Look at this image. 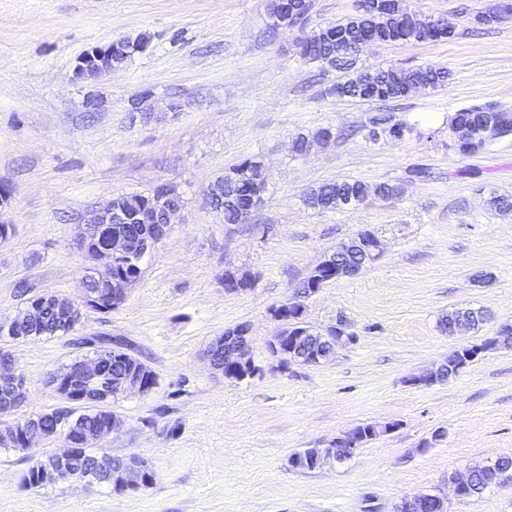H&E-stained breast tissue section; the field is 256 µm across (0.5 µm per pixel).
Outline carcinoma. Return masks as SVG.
<instances>
[{
	"mask_svg": "<svg viewBox=\"0 0 512 512\" xmlns=\"http://www.w3.org/2000/svg\"><path fill=\"white\" fill-rule=\"evenodd\" d=\"M297 11L296 24L304 27L312 9L311 0H269L267 15L270 19H281L288 15V6ZM455 31V26L446 18H423L419 15L406 26L403 33L397 35L392 30V19L382 15L358 16L350 15L345 19L329 24L322 28L319 35L306 38L298 43L299 54L310 63H317L323 68H334L344 72V80L336 83L329 92L340 97L359 102H396L406 98V95L384 85L385 75L395 74L401 85L418 83L425 88H438L448 82V71L442 67L428 65L416 68L401 69L394 72L389 69L373 66L358 65L362 44L366 37L375 34L380 39L391 44L437 42L448 38V32ZM149 38L139 35L126 38L112 46V56L118 63L125 62L135 53L145 51ZM499 111V105L487 102L472 105L458 110L448 119V123H476L488 112ZM371 129L369 138L377 140L381 136L403 137L413 131L412 125L396 120L387 112H379L370 118ZM342 135V132L331 128H321L312 135L300 133L294 141L295 153L302 155L312 143L321 139H331ZM267 182L256 159L246 158L224 173V201L211 208L223 215L226 224H241L249 216V208L253 197L265 195ZM399 188L387 182H381L369 187L359 180L345 179L342 181L324 183L311 190L307 195V204L319 211L336 210L356 207L363 204L370 196L375 195L389 199L395 197ZM139 225L114 224L112 231L123 235L129 241L127 253L112 262V272L134 274L141 270L138 262V250L135 246ZM71 300L45 294L41 297L37 311L30 315L20 327L16 339L23 341L48 340L65 336L73 331L75 320L63 318V310L70 308ZM458 317H468L476 325L484 321V314L479 309H454L448 312L442 325L447 327ZM114 339L110 336H94L81 338L78 344L92 348L93 355L100 356L103 363L104 380L86 383L87 391L98 394L99 387H104L109 400L103 404H88L75 402L71 405L68 415L60 420L53 419L49 414L37 415V426L44 435L52 438L70 439L78 434L89 437L100 431L112 417V400L120 396L122 382L128 376H136L144 367L136 356L129 353L113 354L109 351L98 353V344H111ZM22 399L0 391V448L19 450L21 446L6 442L11 432L23 424L21 420L7 421L5 417L12 414L20 405ZM319 449L308 448L291 456L294 467L306 470L317 468ZM104 453H95L92 446L86 445L78 449L77 456L72 462V469L77 478L89 484L111 482L109 470L104 466ZM474 490L469 493L473 498L480 497L490 487L502 481L512 480V456L496 458L489 464L472 467Z\"/></svg>",
	"mask_w": 512,
	"mask_h": 512,
	"instance_id": "cac0c4a2",
	"label": "carcinoma"
}]
</instances>
